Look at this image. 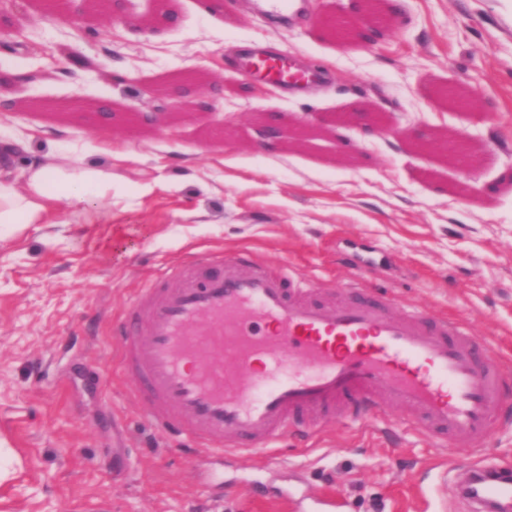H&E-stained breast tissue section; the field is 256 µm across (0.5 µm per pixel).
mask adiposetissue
<instances>
[{
	"mask_svg": "<svg viewBox=\"0 0 512 512\" xmlns=\"http://www.w3.org/2000/svg\"><path fill=\"white\" fill-rule=\"evenodd\" d=\"M25 140L0 141V237L28 224L43 223L51 206L66 203L69 210L87 211L94 198L112 193L111 168L77 162L54 163L51 156L33 160L23 173V187H16L10 168Z\"/></svg>",
	"mask_w": 512,
	"mask_h": 512,
	"instance_id": "1",
	"label": "adipose tissue"
}]
</instances>
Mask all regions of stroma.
Wrapping results in <instances>:
<instances>
[{"mask_svg":"<svg viewBox=\"0 0 512 512\" xmlns=\"http://www.w3.org/2000/svg\"><path fill=\"white\" fill-rule=\"evenodd\" d=\"M324 0L286 20L259 0H138L114 20L9 0L0 17V131H46L73 160L111 166V195L87 214L55 209L0 240V512H471L442 459L466 458L407 425L398 409L336 416L308 438L226 461L153 426L120 363L115 327L159 269L212 251L250 252L287 267L316 295L341 301L350 283L387 295L392 311L459 321L499 356L512 381V0H400L374 43L343 46L316 28ZM265 48L321 83L264 85L218 98L211 115L173 129L115 130L54 117L42 104L78 99L142 106L147 83L196 70L216 84L249 80L241 52ZM87 60L78 69L70 55ZM40 79L27 82L24 74ZM81 82H74V74ZM451 84L470 99L446 107ZM377 106L391 132L346 128L274 153L256 146V113L355 112ZM468 135L462 170L414 148L404 132Z\"/></svg>","mask_w":512,"mask_h":512,"instance_id":"35a3bbf8","label":"stroma"}]
</instances>
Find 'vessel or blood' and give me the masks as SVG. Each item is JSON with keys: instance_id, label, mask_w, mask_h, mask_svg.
Masks as SVG:
<instances>
[{"instance_id": "1", "label": "vessel or blood", "mask_w": 512, "mask_h": 512, "mask_svg": "<svg viewBox=\"0 0 512 512\" xmlns=\"http://www.w3.org/2000/svg\"><path fill=\"white\" fill-rule=\"evenodd\" d=\"M247 67L291 87L314 81L280 56ZM313 296L247 252L166 266L141 288L118 334L122 368L147 414L211 455L265 450L317 417L399 408L439 445L487 448L511 393L491 348L454 320L397 317L383 295ZM482 494L512 500V473Z\"/></svg>"}]
</instances>
